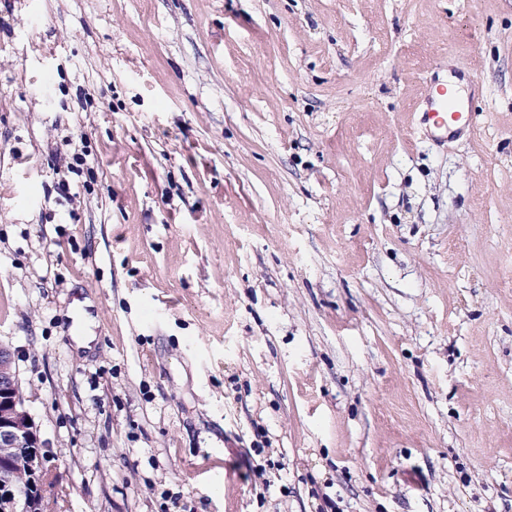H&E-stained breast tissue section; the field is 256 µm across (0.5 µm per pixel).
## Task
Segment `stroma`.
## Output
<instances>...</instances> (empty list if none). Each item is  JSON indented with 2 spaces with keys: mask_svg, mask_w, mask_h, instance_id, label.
<instances>
[{
  "mask_svg": "<svg viewBox=\"0 0 512 512\" xmlns=\"http://www.w3.org/2000/svg\"><path fill=\"white\" fill-rule=\"evenodd\" d=\"M0 343L60 512H512V0H0ZM424 102V112H420L421 122L433 136L447 138L457 132L461 125L463 127L469 126L471 112L469 106L465 111L463 108L464 101L448 95L447 88L441 86L430 87L427 89ZM447 112H454L452 114L453 120L462 124L456 128L448 124Z\"/></svg>",
  "mask_w": 512,
  "mask_h": 512,
  "instance_id": "stroma-1",
  "label": "stroma"
}]
</instances>
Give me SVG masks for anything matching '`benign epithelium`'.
I'll use <instances>...</instances> for the list:
<instances>
[{
    "label": "benign epithelium",
    "mask_w": 512,
    "mask_h": 512,
    "mask_svg": "<svg viewBox=\"0 0 512 512\" xmlns=\"http://www.w3.org/2000/svg\"><path fill=\"white\" fill-rule=\"evenodd\" d=\"M24 465L28 479L17 481ZM50 471L48 454L27 407L14 351L0 343V512H51L41 486Z\"/></svg>",
    "instance_id": "7a95c632"
}]
</instances>
